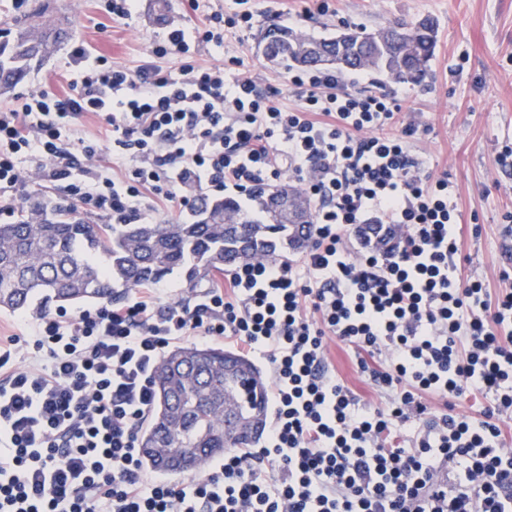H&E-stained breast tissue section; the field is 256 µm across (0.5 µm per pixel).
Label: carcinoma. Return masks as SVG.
I'll return each instance as SVG.
<instances>
[{
  "instance_id": "cac0c4a2",
  "label": "carcinoma",
  "mask_w": 512,
  "mask_h": 512,
  "mask_svg": "<svg viewBox=\"0 0 512 512\" xmlns=\"http://www.w3.org/2000/svg\"><path fill=\"white\" fill-rule=\"evenodd\" d=\"M0 92L7 93L72 35L73 23L47 20L33 9L4 23ZM274 65L369 71L417 84L428 74L437 45L433 20L394 22L370 31L348 26L328 38L292 28L261 35ZM299 191L263 185L252 205L198 195L191 218L158 224H95L41 199L21 207L17 222L0 224V311L36 315L54 304L79 309L115 300L142 282L180 272L189 288L210 271L298 252L300 227L275 224L269 202ZM236 224L224 229V216ZM156 400L141 429L143 465L178 475L199 470L227 448H252L263 434L267 385L249 359L221 347H178L154 378Z\"/></svg>"
}]
</instances>
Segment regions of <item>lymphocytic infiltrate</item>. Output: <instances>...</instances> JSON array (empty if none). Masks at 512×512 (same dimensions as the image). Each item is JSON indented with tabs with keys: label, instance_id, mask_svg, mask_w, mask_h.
Masks as SVG:
<instances>
[{
	"label": "lymphocytic infiltrate",
	"instance_id": "obj_1",
	"mask_svg": "<svg viewBox=\"0 0 512 512\" xmlns=\"http://www.w3.org/2000/svg\"><path fill=\"white\" fill-rule=\"evenodd\" d=\"M238 2L227 13L188 0L201 21L166 25L133 71L75 45L66 92L0 109L5 224L29 157L63 199L113 224L156 223L197 190L246 198L289 173L315 204L299 263L225 272L190 308L157 311L154 283L119 305L43 315L26 367L17 337L0 339V512H512V291L466 274L453 186L413 155L419 128L397 125L396 91L301 70L288 109L251 77L198 63L225 33L253 29ZM90 115L105 142L76 136ZM371 228L378 247L350 255L347 234ZM190 336L266 358L274 412L260 448L225 450L204 477L174 483L144 475L138 432L167 348ZM330 336L393 391L386 407L360 406L330 371ZM428 395L444 414L427 416ZM476 395L478 417L455 413Z\"/></svg>",
	"mask_w": 512,
	"mask_h": 512
}]
</instances>
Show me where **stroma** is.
<instances>
[{
    "label": "stroma",
    "mask_w": 512,
    "mask_h": 512,
    "mask_svg": "<svg viewBox=\"0 0 512 512\" xmlns=\"http://www.w3.org/2000/svg\"><path fill=\"white\" fill-rule=\"evenodd\" d=\"M50 19L69 17L73 38L112 65L136 69L163 23H193L184 0H170L165 18L154 15L153 0H139L135 16L115 20L104 0H43ZM257 14L253 30L228 33L220 48L203 50V65L235 57L239 69L261 90L278 89L283 107L297 100L288 87L285 67L270 66L259 36L269 25H282L313 36L334 34L341 25L376 29L401 19L436 22L438 42L429 76L420 84H399L405 102L401 119L422 132L414 153L435 173H447L459 208L464 248L471 261L467 274L482 279L491 293L512 289V246L504 238L501 216L512 211V167L498 157L512 147V0H250ZM69 47H61L31 71L14 92L0 94V108L15 105L18 94L33 88L59 89L65 80ZM480 232H473V225ZM327 355L335 373L360 402L380 407L386 394L364 375L343 342L329 340Z\"/></svg>",
    "instance_id": "obj_1"
}]
</instances>
